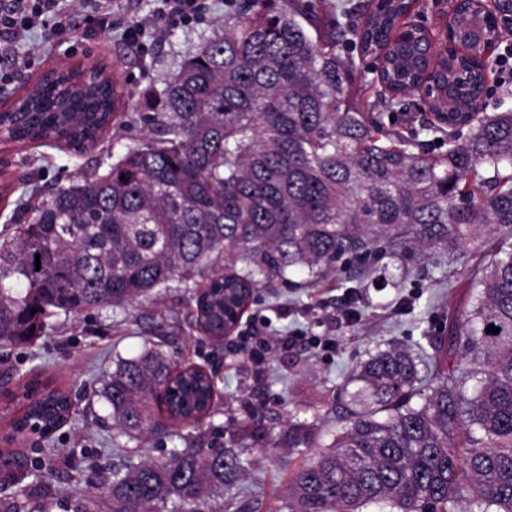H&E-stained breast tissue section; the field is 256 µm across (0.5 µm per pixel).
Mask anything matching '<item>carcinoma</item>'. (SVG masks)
<instances>
[{
	"instance_id": "cac0c4a2",
	"label": "carcinoma",
	"mask_w": 512,
	"mask_h": 512,
	"mask_svg": "<svg viewBox=\"0 0 512 512\" xmlns=\"http://www.w3.org/2000/svg\"><path fill=\"white\" fill-rule=\"evenodd\" d=\"M414 2L378 0L360 29L328 24L312 0L276 9L249 0L224 14V30L162 88L138 93L140 138L37 204L18 203L0 231V343H27L51 317L140 304L162 288L184 289L190 326L218 340L259 288L358 262L378 238L440 248L491 230L508 248L471 280V309L429 340L432 353L389 345L356 367L346 425L295 473L288 509L512 512V109L475 107L493 71L485 47L512 29V0L456 4L458 50L445 57L428 55L424 32L407 22ZM344 45L358 55L342 56ZM367 72L375 101L366 107L357 75ZM423 82L436 117L424 130L442 151L393 127ZM115 104L100 71L85 81L61 72L0 119L18 142L94 147L119 123ZM163 388L172 424L202 431L212 377L150 345L118 361L103 387L112 447L173 435L152 411ZM69 417V397L46 386L20 421L48 443ZM245 464L235 449L200 441L98 483L79 470L69 497L73 512L170 503L201 512ZM0 512L51 510L41 496L29 505L13 495L0 496Z\"/></svg>"
}]
</instances>
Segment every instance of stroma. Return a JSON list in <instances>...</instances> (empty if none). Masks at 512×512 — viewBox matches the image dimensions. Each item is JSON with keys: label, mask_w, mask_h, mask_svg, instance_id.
Listing matches in <instances>:
<instances>
[{"label": "stroma", "mask_w": 512, "mask_h": 512, "mask_svg": "<svg viewBox=\"0 0 512 512\" xmlns=\"http://www.w3.org/2000/svg\"><path fill=\"white\" fill-rule=\"evenodd\" d=\"M224 2L206 0L205 11L186 25L157 20L153 0H136L133 11H114L108 28L93 25L65 40L34 29L15 52L0 53V69L15 72L14 82L0 91V110L9 107L11 96L33 89L46 70L103 62L120 84L122 112L134 115L138 91L162 87L191 50L222 30ZM131 20L145 29L140 42L124 33ZM99 157L95 148L79 154L0 141V225L24 192L67 182ZM499 244L498 234L489 231L478 244L454 249L394 251L380 245L361 269L342 267L312 282L299 275L294 285L261 289L225 342L180 332L173 312L182 303L174 291L126 309L107 306L85 316L52 317L45 335L0 348V449L19 461L15 467L0 465V486L14 492L40 482L53 497V512H69L64 480L74 464L95 463L108 473L138 462V454L112 453L110 408L99 392L117 359L137 356L150 342L214 376L219 399L203 422V438L215 446L236 441L249 460L237 485L224 491V512H241L245 504L256 512H288V482L314 454L293 446L289 419L306 422L319 445L329 444L331 431L343 426L351 370L376 348L425 343L447 325L449 314L469 310V281ZM348 304L357 314L349 325L338 320ZM295 332L302 340L291 348L273 347L264 371L255 373L248 352L258 347L259 335ZM326 337L335 339L336 349L321 347ZM35 378L70 391L75 404L71 423L55 433L48 448L31 438L8 440L25 404L22 394ZM254 427L265 434L261 443L249 436ZM19 467L29 477L17 485L12 475Z\"/></svg>", "instance_id": "35a3bbf8"}]
</instances>
